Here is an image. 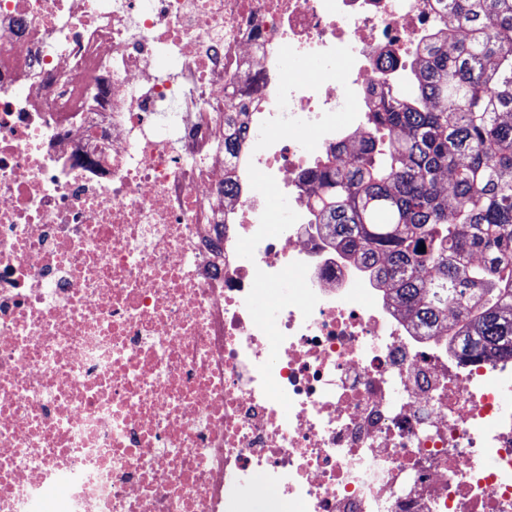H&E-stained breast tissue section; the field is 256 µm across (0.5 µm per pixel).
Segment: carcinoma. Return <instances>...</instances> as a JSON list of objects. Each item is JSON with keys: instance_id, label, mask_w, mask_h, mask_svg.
I'll return each instance as SVG.
<instances>
[{"instance_id": "obj_1", "label": "carcinoma", "mask_w": 512, "mask_h": 512, "mask_svg": "<svg viewBox=\"0 0 512 512\" xmlns=\"http://www.w3.org/2000/svg\"><path fill=\"white\" fill-rule=\"evenodd\" d=\"M453 24L367 113L354 161L299 176L315 224L417 328L512 356V0H440ZM425 251H419L420 246Z\"/></svg>"}]
</instances>
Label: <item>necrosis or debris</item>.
Segmentation results:
<instances>
[{"label":"necrosis or debris","mask_w":512,"mask_h":512,"mask_svg":"<svg viewBox=\"0 0 512 512\" xmlns=\"http://www.w3.org/2000/svg\"><path fill=\"white\" fill-rule=\"evenodd\" d=\"M435 21L433 0H0V512L55 483L60 512H512V358L420 333L297 188L328 145L352 160ZM307 56L323 80L286 68Z\"/></svg>","instance_id":"necrosis-or-debris-1"}]
</instances>
